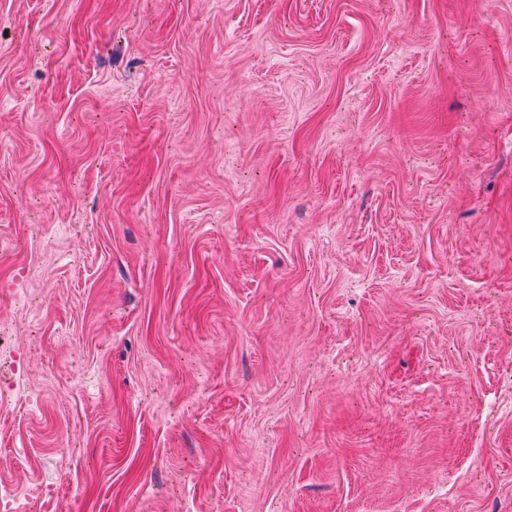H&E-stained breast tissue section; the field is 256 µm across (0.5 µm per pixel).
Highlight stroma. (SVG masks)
I'll return each instance as SVG.
<instances>
[{
	"instance_id": "obj_1",
	"label": "stroma",
	"mask_w": 512,
	"mask_h": 512,
	"mask_svg": "<svg viewBox=\"0 0 512 512\" xmlns=\"http://www.w3.org/2000/svg\"><path fill=\"white\" fill-rule=\"evenodd\" d=\"M0 0L16 512H512V0Z\"/></svg>"
}]
</instances>
